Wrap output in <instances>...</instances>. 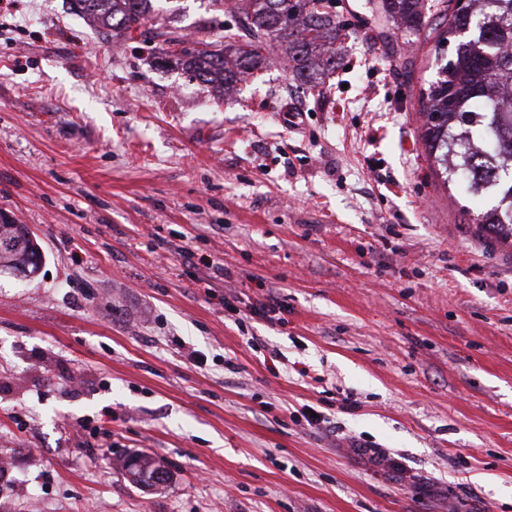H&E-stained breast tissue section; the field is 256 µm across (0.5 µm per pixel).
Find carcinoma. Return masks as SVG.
Returning a JSON list of instances; mask_svg holds the SVG:
<instances>
[{"mask_svg":"<svg viewBox=\"0 0 512 512\" xmlns=\"http://www.w3.org/2000/svg\"><path fill=\"white\" fill-rule=\"evenodd\" d=\"M97 26L128 34L145 26L152 0H74ZM316 0H246L244 29L224 26V47L181 48L183 38L169 32L167 55L203 86L223 93L246 75L263 68L276 47L300 86L323 93L321 75L336 69L339 25L329 5ZM382 9L398 27L416 30L426 18L424 0H382ZM435 52L433 79L420 92L423 141L436 174L446 185L462 186L488 201L476 216L487 234L512 238V0H465L448 19ZM43 262L39 245L25 225L0 221V271L36 274ZM123 468L134 483L163 484L167 472L145 454L128 458Z\"/></svg>","mask_w":512,"mask_h":512,"instance_id":"1","label":"carcinoma"}]
</instances>
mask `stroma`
Instances as JSON below:
<instances>
[{"label":"stroma","mask_w":512,"mask_h":512,"mask_svg":"<svg viewBox=\"0 0 512 512\" xmlns=\"http://www.w3.org/2000/svg\"><path fill=\"white\" fill-rule=\"evenodd\" d=\"M427 2L336 0L323 96L276 58L221 99L157 48H220L226 0H155L149 43L0 9V214L43 255L0 274V512H512V244L431 172ZM424 0H384L382 9L399 28L419 29L426 18ZM123 468L136 484L143 482L164 484L168 479L167 472L158 466L152 457L145 454L126 459Z\"/></svg>","instance_id":"obj_1"}]
</instances>
